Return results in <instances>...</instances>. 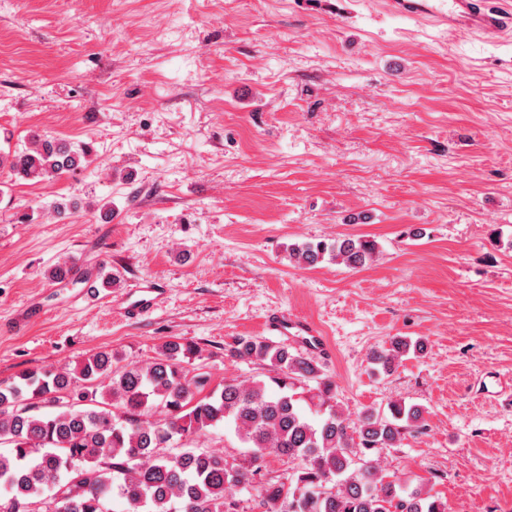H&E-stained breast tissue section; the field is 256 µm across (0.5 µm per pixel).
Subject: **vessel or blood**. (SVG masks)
I'll return each mask as SVG.
<instances>
[{
	"label": "vessel or blood",
	"instance_id": "1",
	"mask_svg": "<svg viewBox=\"0 0 512 512\" xmlns=\"http://www.w3.org/2000/svg\"><path fill=\"white\" fill-rule=\"evenodd\" d=\"M389 12L415 22H428L455 31L494 36L512 28V6L504 7L503 0H385ZM163 291L153 281L144 282L139 297L131 302L128 311L141 314L159 303ZM267 331L276 343L283 346H301L306 351H323L326 342L307 320L274 317L269 319Z\"/></svg>",
	"mask_w": 512,
	"mask_h": 512
}]
</instances>
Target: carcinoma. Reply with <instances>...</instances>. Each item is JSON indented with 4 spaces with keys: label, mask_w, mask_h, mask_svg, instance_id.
Instances as JSON below:
<instances>
[{
    "label": "carcinoma",
    "mask_w": 512,
    "mask_h": 512,
    "mask_svg": "<svg viewBox=\"0 0 512 512\" xmlns=\"http://www.w3.org/2000/svg\"><path fill=\"white\" fill-rule=\"evenodd\" d=\"M32 146L0 152V168L23 180L58 178L85 167L86 150L37 132ZM375 240L305 241L288 246L301 268L330 259L350 269L373 262ZM75 265L58 264L51 280L73 279ZM411 343L394 337L372 352V363L390 376ZM190 346L167 340L144 365L99 352L73 369L28 371L0 384V512H246L232 491L253 483L254 465L268 454L296 468L284 483L272 478L255 488L264 512H449L448 503L419 485L411 490L385 475L370 454L399 445L419 427L417 405L391 401L356 418L334 401L333 382L311 360L257 338H240L230 356L267 367L268 380L224 382L199 398L203 383L183 363ZM315 407L310 418L301 393ZM51 412L43 413L41 409ZM233 426L248 462L187 446L221 425Z\"/></svg>",
    "instance_id": "obj_1"
}]
</instances>
